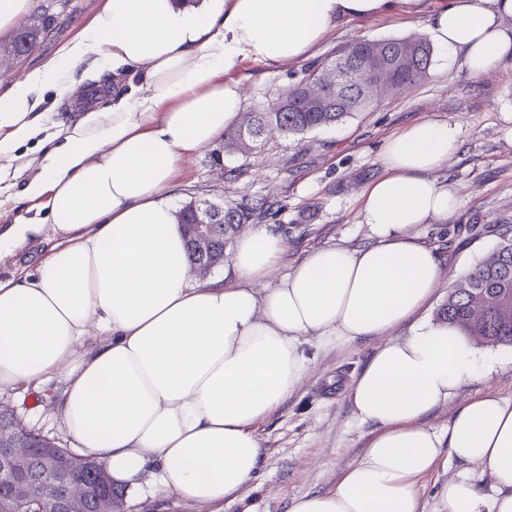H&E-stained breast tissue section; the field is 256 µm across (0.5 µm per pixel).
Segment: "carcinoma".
Segmentation results:
<instances>
[{
    "label": "carcinoma",
    "instance_id": "carcinoma-1",
    "mask_svg": "<svg viewBox=\"0 0 512 512\" xmlns=\"http://www.w3.org/2000/svg\"><path fill=\"white\" fill-rule=\"evenodd\" d=\"M38 28L27 26L19 29L13 37L12 46L17 49L13 59L25 56L24 46L37 40ZM433 50L422 37H400L387 39H357L344 45L334 58L318 64L307 76L294 85L288 96L274 104L255 111L252 126L238 125L224 131V148L247 154L258 142L273 134L299 136L317 128L327 127L342 121L356 112L370 107L378 97L370 93L356 78H351L341 87H335L332 73L342 60L348 70L355 73L375 58L379 72L389 81L388 94H397L415 86L428 73L432 64ZM219 211L216 223L210 225V244L204 249L196 245L190 226L196 224L192 202L185 203L176 214L186 240L190 265L205 262L212 267L224 264L227 245L233 238L237 225L249 223L256 215L257 207L242 200L224 206L213 205ZM474 293L483 294L486 308L482 317L472 319L470 298ZM512 302V229L503 234L491 261L477 265L468 275L459 279L448 293L447 300L438 309L440 321L457 327L460 332L483 345H512V314H504V302ZM26 443L34 449L29 467L35 478L44 476L39 449L49 440L27 431L23 433ZM10 488L0 483V504H9L5 512H39L34 501L9 499Z\"/></svg>",
    "mask_w": 512,
    "mask_h": 512
}]
</instances>
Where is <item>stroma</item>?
<instances>
[{
  "label": "stroma",
  "instance_id": "1",
  "mask_svg": "<svg viewBox=\"0 0 512 512\" xmlns=\"http://www.w3.org/2000/svg\"><path fill=\"white\" fill-rule=\"evenodd\" d=\"M102 4L103 0H35L24 22L39 25L38 43L26 58L0 68V81L48 64L79 36ZM427 35L424 18L417 16L357 19L334 32L313 56L285 64L278 72L242 63L236 76L243 89V109L252 112L271 104L305 78L309 67L334 57L352 40ZM86 85L100 91L94 102L47 90L45 99L57 102L56 111L46 113L40 130L15 150L13 158L0 159V167L14 172L0 183V234L17 223L44 227L42 234L27 236L10 254L0 257L1 279L34 271L46 254V238L52 230L20 192L36 173L29 160L42 156L49 138L61 127L79 122L86 112L111 104L108 71H97ZM426 118L459 128L460 147L437 177L457 185L462 204L448 221L413 230L418 240L438 247L446 279L417 319L391 330V337L402 338L410 335L417 320L435 319L453 281L488 259L503 229L512 226V66L477 78L466 67L463 53L447 56L434 49L423 81L342 122L298 137L274 135L252 153H229L220 161L215 158L216 146L195 152L182 163L172 195L179 207L192 199L216 204L275 201L276 216L258 218L242 230L247 233L262 226L281 234L288 244L280 264L285 272L313 249L357 248L368 243L359 196L383 174L377 160L383 142ZM375 346L372 340L341 348L306 344L308 375L295 394L256 424L265 460L236 500L197 505L175 496L130 494L123 503L124 512H289L294 498L335 488L345 467L362 454L377 432L375 424L355 416L348 398L349 385ZM475 350L497 357V364L491 372L467 380L453 400L431 413L429 425L447 429L457 409L479 394L490 392L512 400V347L479 344ZM0 406L28 429L68 446L57 412L36 390L20 387L1 393ZM463 477L484 492L492 490L493 478L483 467L451 461L419 480L420 512H448L444 491L449 482Z\"/></svg>",
  "mask_w": 512,
  "mask_h": 512
}]
</instances>
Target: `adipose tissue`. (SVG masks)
Here are the masks:
<instances>
[{
    "label": "adipose tissue",
    "instance_id": "1",
    "mask_svg": "<svg viewBox=\"0 0 512 512\" xmlns=\"http://www.w3.org/2000/svg\"><path fill=\"white\" fill-rule=\"evenodd\" d=\"M421 0H105L82 36L0 90V157L39 125L44 93L72 91L85 64L121 87L108 111L65 127L23 189L55 235L35 273L0 280V392L51 390L63 432L128 491L191 504L236 499L264 461L255 425L301 386L308 338H380L349 388L375 436L335 489L289 512H419L418 481L443 457L488 469L493 494L449 482L448 512H512V401L469 399L447 434L429 415L479 362L454 326L433 321L386 339L445 277L419 224L460 206L436 178L457 126L424 119L390 135L384 173L359 197L371 245L313 250L277 276L286 241L259 228L234 247V281L192 280L171 191L185 158L213 144L243 108L232 73L309 56L355 18L419 13ZM512 0H449L427 27L482 77L512 64ZM273 280L257 291V283ZM100 342L86 346L91 329Z\"/></svg>",
    "mask_w": 512,
    "mask_h": 512
}]
</instances>
